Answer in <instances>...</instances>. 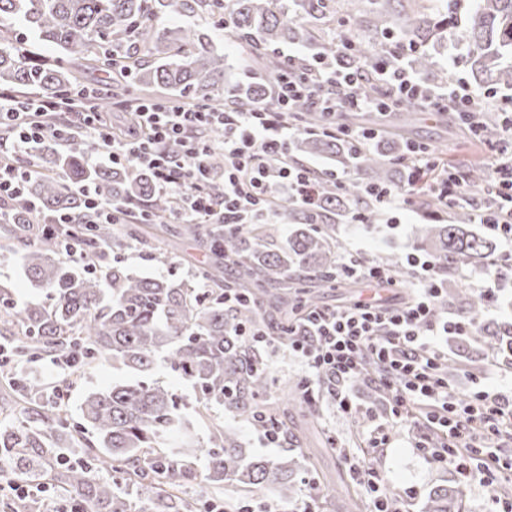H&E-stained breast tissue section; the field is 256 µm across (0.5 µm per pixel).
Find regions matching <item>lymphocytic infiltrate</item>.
<instances>
[{
	"instance_id": "obj_1",
	"label": "lymphocytic infiltrate",
	"mask_w": 512,
	"mask_h": 512,
	"mask_svg": "<svg viewBox=\"0 0 512 512\" xmlns=\"http://www.w3.org/2000/svg\"><path fill=\"white\" fill-rule=\"evenodd\" d=\"M364 79L359 72L342 75L322 68L311 84L301 77L289 78L282 70L274 77L270 95L252 111L217 112L206 106L190 111L171 101H155L127 113L123 135L114 133L101 113L89 108L88 94L20 100L1 91L0 148L25 153L28 164L0 165V224L8 221L4 209L8 202L25 206L36 223L48 230L75 221L65 213L42 215L26 193L50 133L42 122L49 114L75 116V126L63 125L52 133L58 138L77 133L90 137L98 146L91 164L107 160L132 170L150 169L156 192L176 202L170 213L172 223L240 226L269 223L274 201L285 195L305 208L315 202L312 171L288 158V145L298 131L283 115L299 100L312 99L329 116L334 132L358 142L367 140V133L342 125V113L381 110L404 101L427 112L462 110L475 119L493 109L492 104L478 100L462 79H451L446 89L435 90L421 85L412 71L395 63L380 73L384 97H353L351 88ZM212 128L222 130L220 143L204 138V131ZM216 149L224 154V192L218 197L208 189V155ZM411 165L414 175L407 183L367 188L368 198L382 213L392 215L414 207L419 174L435 169L438 162L421 149L414 152ZM78 192L86 201L83 223L124 224L131 217L130 207L100 198L91 186L79 185ZM430 193L445 209L472 206L475 223L486 225L512 245V153L499 154L482 189L471 188L460 175L447 172L437 176ZM406 263L418 288L405 306L385 308L360 300L347 308H322L306 318L303 335L289 338V352L307 371L304 390L313 394L317 377L328 375L336 388L337 411L360 422L365 418L351 386L359 381L372 383L386 400L384 412L370 420L366 432L375 450L387 443L390 429L407 423L408 406L420 407L426 413L425 427L412 432L413 451L429 464L453 470L465 483L486 488L491 512H512V498L498 492L499 482L512 474V448L502 441L503 435L512 436V396L477 388L464 397L441 374L445 353L438 337L473 335L476 323L460 316L435 320L432 308L442 293V283L433 261L411 253ZM370 362L376 372L367 371ZM342 458L365 486L373 512H387L392 491L383 472L350 452H343Z\"/></svg>"
}]
</instances>
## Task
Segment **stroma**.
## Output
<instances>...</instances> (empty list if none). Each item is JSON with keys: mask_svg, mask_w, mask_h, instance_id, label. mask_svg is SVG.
Segmentation results:
<instances>
[{"mask_svg": "<svg viewBox=\"0 0 512 512\" xmlns=\"http://www.w3.org/2000/svg\"><path fill=\"white\" fill-rule=\"evenodd\" d=\"M212 38L219 51L224 55V86L233 88L237 84L259 82L271 85L274 77L263 59L243 60L240 44L229 33L216 30ZM412 136L434 150L437 157L447 163L449 170L465 171L468 163L477 161L488 163L495 152L512 150V140L501 139L494 144H487L465 136L459 129L454 114L415 112ZM425 212H405L398 224L389 226L375 222L370 229L353 224L340 225L337 232V247L345 249L355 247L360 257L366 262H383L389 254L400 256L417 251V228L429 222ZM160 227L156 224H144L140 227V237L131 241L117 257L135 275L142 277H160L176 274L184 281H191L195 274V262L206 260L203 247L196 241L182 236H167L165 250L168 263H161L150 257L154 238L159 235ZM403 293L398 288L358 286L355 288H323L319 291V302L326 306L346 305L357 300L372 297L381 298L383 305L392 306L401 303ZM453 358L458 369L452 378L460 395H468L475 383H482L490 391H496L512 384V365L504 359L487 353L464 337L445 338L441 341ZM127 373L108 364L89 369L80 379L68 384L69 399L62 412L70 420H77L79 405L87 391L103 388L112 382L126 379ZM155 378L162 385L170 388L179 398L180 412L192 431L199 439H206L211 419L224 421L225 425L236 428L242 445L252 454L277 458L281 451L265 446L260 434L253 432L244 421L224 410L223 406L211 405L208 417L198 414L196 391L179 379L167 368H159ZM354 424L339 414L334 404H323L319 419L320 436H331L336 440L337 449L325 452L323 447H316L319 467L323 471H344L345 465L338 454L339 449L349 447L351 436L355 433ZM381 465L386 473L388 483L397 494L402 495L403 512H420L428 492L439 485L448 484L455 478L454 473L439 470L426 464L413 453L409 447L408 429L395 427L387 445L384 447Z\"/></svg>", "mask_w": 512, "mask_h": 512, "instance_id": "35a3bbf8", "label": "stroma"}]
</instances>
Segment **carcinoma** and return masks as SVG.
<instances>
[{
    "label": "carcinoma",
    "instance_id": "cac0c4a2",
    "mask_svg": "<svg viewBox=\"0 0 512 512\" xmlns=\"http://www.w3.org/2000/svg\"><path fill=\"white\" fill-rule=\"evenodd\" d=\"M279 0H0V85L20 94L59 95L79 85L88 71H113L132 85H162L176 102L186 106L224 108V55L210 36L177 19L198 11L210 26L229 19L230 31L250 53L266 59L278 72L284 61L273 54L275 46L288 44L310 57L313 64L339 65L347 70L377 72L384 63L375 52L377 35H398L418 50L403 59L419 81L433 88L448 81L438 57L447 56L469 67L475 83L492 90L512 91V0H469L463 26H451L448 0H428L420 9L405 10L402 0H339L351 30L359 32L372 16L371 33L336 53V42L315 33L313 23L325 18L331 0H292L294 15L284 16ZM34 37L57 50L47 60L23 47ZM266 87L239 84L229 106L247 112L262 102ZM404 102L396 134L380 148L365 144L354 148L342 136L325 132L326 116L301 102L288 121L302 134L293 151L323 158L337 166H351L367 175L340 188L331 169L318 175V197L310 209L291 199H281L275 211L292 225L286 244L276 250L265 242L266 227L250 224L224 228L219 224H178L162 231L201 241L218 260L202 266L198 277L208 289L188 288L171 275L143 278L128 272L112 249L137 239L129 224H69L63 232H37L23 207L11 210L7 244L0 261L19 258L45 297L20 302L0 287V325L14 333L8 339L18 365L75 352L79 361L71 368L75 377L98 363H110L137 375L131 382L87 393L81 403L82 423L73 425L55 411L50 394L57 390L37 376L17 368L11 376L27 406L12 423L0 427V475L23 482L44 479L53 488L48 505L38 500L10 504L11 512H133L121 481L144 502L138 512H197L196 500L176 492L195 478L191 460L204 454L203 481L222 497L229 512L244 498L238 491L274 486L288 500L302 480L300 464L312 467L316 479L314 508L360 512V492L351 479L319 470L308 448L309 434L320 416V403L333 402L323 391L314 400L303 397L302 383L276 403L267 401L273 382L263 369L257 345L239 335V328L262 322L272 331L301 332L305 314L318 306L311 290L351 287L336 282V225L348 220L350 210L361 208L368 219L378 212L364 195L365 184L396 186L402 182L413 147L401 127L408 120ZM49 136L40 150L44 175L33 177L27 192L43 214L58 211L75 215L83 199L73 185L88 183L108 200L147 205L156 224L164 223L174 207L171 197L154 190L147 169L132 171L123 165L91 166L93 142L70 140L57 149ZM209 167L215 178L209 191L223 193L224 154L214 151ZM472 212L465 206L448 211L444 224H423L421 243L428 247L441 281L450 280L461 267H484L495 245L473 233ZM83 243L82 261L65 258L66 241ZM105 268L104 278L97 269ZM242 295L234 308L224 306V289ZM488 304L485 296L462 288L448 290L433 309L440 315L455 308L478 318ZM472 339L491 354L512 358L509 329L491 331L478 326ZM169 367L199 392V404L224 406L244 418L256 431L276 426L284 436L286 454L270 459L248 454L238 433L215 424L206 444L196 441L182 421L177 395L151 379L157 362ZM291 407L296 420L282 419L281 408ZM90 428L94 439L85 436ZM108 473L112 479L100 474ZM422 512H467L465 491L459 479L428 494Z\"/></svg>",
    "mask_w": 512,
    "mask_h": 512
}]
</instances>
